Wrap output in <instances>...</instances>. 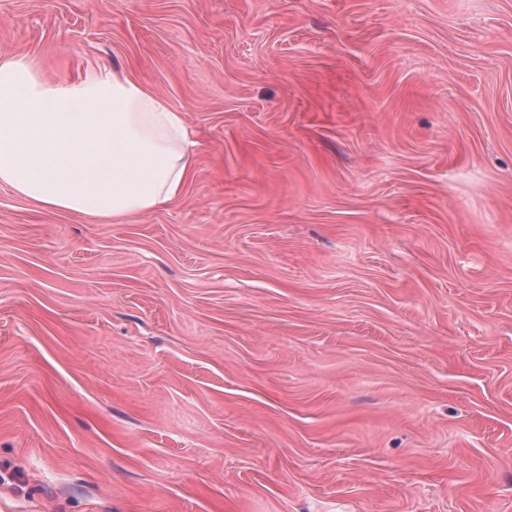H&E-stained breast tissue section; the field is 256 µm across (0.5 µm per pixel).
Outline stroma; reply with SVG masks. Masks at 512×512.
Wrapping results in <instances>:
<instances>
[{"mask_svg": "<svg viewBox=\"0 0 512 512\" xmlns=\"http://www.w3.org/2000/svg\"><path fill=\"white\" fill-rule=\"evenodd\" d=\"M197 143L122 224L0 185V512H512V0H0Z\"/></svg>", "mask_w": 512, "mask_h": 512, "instance_id": "stroma-1", "label": "stroma"}]
</instances>
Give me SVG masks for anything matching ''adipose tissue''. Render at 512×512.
I'll list each match as a JSON object with an SVG mask.
<instances>
[{
  "mask_svg": "<svg viewBox=\"0 0 512 512\" xmlns=\"http://www.w3.org/2000/svg\"><path fill=\"white\" fill-rule=\"evenodd\" d=\"M195 155L183 112L132 71L53 80L0 54V184L32 205L121 224L181 198Z\"/></svg>",
  "mask_w": 512,
  "mask_h": 512,
  "instance_id": "adipose-tissue-1",
  "label": "adipose tissue"
}]
</instances>
